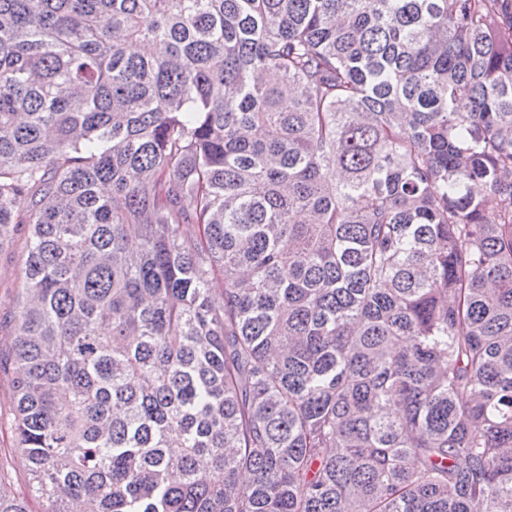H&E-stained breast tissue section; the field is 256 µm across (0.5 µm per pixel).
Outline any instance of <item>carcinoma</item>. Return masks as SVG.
<instances>
[{
	"label": "carcinoma",
	"mask_w": 512,
	"mask_h": 512,
	"mask_svg": "<svg viewBox=\"0 0 512 512\" xmlns=\"http://www.w3.org/2000/svg\"><path fill=\"white\" fill-rule=\"evenodd\" d=\"M19 224L0 512H512V0H0ZM13 374L0 371V473L1 486L16 496L27 494L25 460L13 448L12 433L6 426L11 417L13 397ZM5 424V425H4Z\"/></svg>",
	"instance_id": "cac0c4a2"
}]
</instances>
